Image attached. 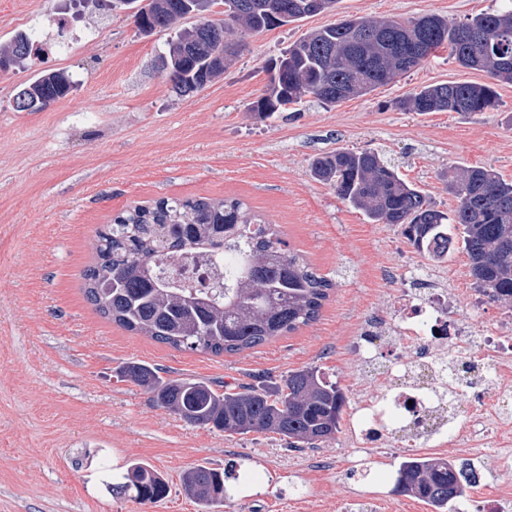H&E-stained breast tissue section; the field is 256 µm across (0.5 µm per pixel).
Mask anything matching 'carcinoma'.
<instances>
[{
  "label": "carcinoma",
  "instance_id": "cac0c4a2",
  "mask_svg": "<svg viewBox=\"0 0 512 512\" xmlns=\"http://www.w3.org/2000/svg\"><path fill=\"white\" fill-rule=\"evenodd\" d=\"M224 18L197 16L198 0H150L139 30L168 32L166 68L175 91L193 94L224 75L237 57L234 26L259 33L336 10L337 0H221ZM190 24L177 26L180 21ZM462 68L512 82V6L451 24L436 14L412 20L341 19L306 34L273 64L269 83L249 104L264 121L310 96L325 104L364 96L408 73L442 49ZM20 50L33 54L26 35L0 48V61ZM73 81L45 71L23 85L15 106L53 103ZM491 83L453 82L422 87L399 101L410 112H486L496 106ZM314 179L328 183L374 224H390L417 251L448 255L453 235L470 261L479 289L512 304V183L481 167L459 168L450 181L457 206L444 212L371 151L336 150L311 163ZM456 233H451L450 229ZM95 262L82 273L84 295L103 317L175 349L237 353L315 321L335 288L238 198H162L118 213L97 231ZM206 255L225 275L209 288L178 283L177 266ZM123 377L144 388L159 407L186 423L229 435L274 433L296 448H316L335 437L347 398L316 366L291 370L265 386H229L163 376V369L131 362ZM240 474L196 466L181 486L202 512L228 496L226 480ZM397 493L447 512L462 497L461 473L445 458L410 455L399 464ZM112 492L141 503L167 497L168 481L143 462L115 478Z\"/></svg>",
  "mask_w": 512,
  "mask_h": 512
}]
</instances>
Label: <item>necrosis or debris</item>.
Wrapping results in <instances>:
<instances>
[{
  "label": "necrosis or debris",
  "mask_w": 512,
  "mask_h": 512,
  "mask_svg": "<svg viewBox=\"0 0 512 512\" xmlns=\"http://www.w3.org/2000/svg\"><path fill=\"white\" fill-rule=\"evenodd\" d=\"M450 302L444 289L423 297L405 294L397 328L400 333L415 334L416 360L399 359L389 366L388 373L397 384L354 411L350 427L355 435L368 440L391 423L419 439L460 438L448 417L449 399L462 390L458 380L448 377L452 360L461 362L478 382L499 394L512 392V336L459 340L448 322Z\"/></svg>",
  "instance_id": "obj_1"
}]
</instances>
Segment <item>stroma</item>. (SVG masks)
I'll use <instances>...</instances> for the list:
<instances>
[{
    "label": "stroma",
    "mask_w": 512,
    "mask_h": 512,
    "mask_svg": "<svg viewBox=\"0 0 512 512\" xmlns=\"http://www.w3.org/2000/svg\"><path fill=\"white\" fill-rule=\"evenodd\" d=\"M0 45L23 33L42 53L0 71V512H200L180 478L189 468L238 464L239 481L220 512H432L395 493L403 456L442 457L471 469L460 512L488 495L512 496V396L507 427L470 442L415 441L388 433L365 442L350 430L362 401L380 395L393 355L414 346L391 327L407 289H456L449 319L482 335L512 320V306L474 286L465 252L434 260L396 229L371 223L315 180L311 161L336 149L373 151L428 195L457 205L448 178L483 167L512 181V83H498L487 112H407L398 101L421 87L487 82L440 50L373 92L325 105L306 97L265 121L249 104L267 83L265 62L307 32L345 16L403 20L437 14L452 23L499 8V0H338L336 9L260 33L224 75L189 95L175 92L161 57L166 34L140 32L130 13L95 0H6ZM45 70L77 83L65 99L20 112V85ZM166 197L244 200L277 225L290 248L336 283L315 322L239 353L178 350L125 330L87 302L83 271L95 261L98 229L118 213ZM387 329L375 364L354 344ZM218 385L275 382L315 365L348 403L335 439L292 448L268 433L226 435L191 426L121 378L125 363ZM143 461L170 485L160 503L114 494L111 474Z\"/></svg>",
    "instance_id": "obj_1"
}]
</instances>
